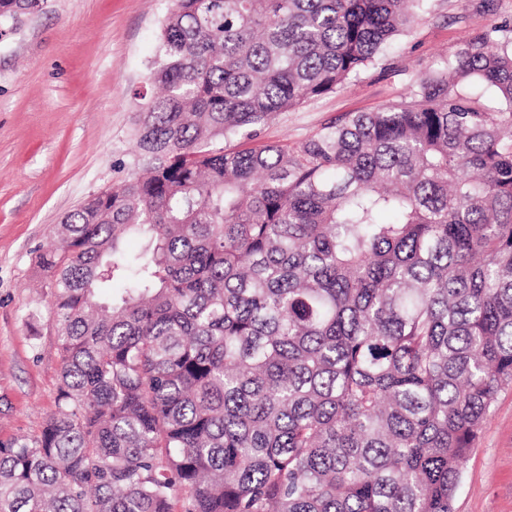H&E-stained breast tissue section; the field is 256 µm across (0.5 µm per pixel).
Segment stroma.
Masks as SVG:
<instances>
[{
  "mask_svg": "<svg viewBox=\"0 0 512 512\" xmlns=\"http://www.w3.org/2000/svg\"><path fill=\"white\" fill-rule=\"evenodd\" d=\"M430 0L378 65L279 113L266 143L299 144L348 112L401 99L463 37L512 19V0ZM172 0H46L0 37V443L40 436L61 362L38 266L63 216L136 173V113ZM454 512H512V385L498 394Z\"/></svg>",
  "mask_w": 512,
  "mask_h": 512,
  "instance_id": "35a3bbf8",
  "label": "stroma"
}]
</instances>
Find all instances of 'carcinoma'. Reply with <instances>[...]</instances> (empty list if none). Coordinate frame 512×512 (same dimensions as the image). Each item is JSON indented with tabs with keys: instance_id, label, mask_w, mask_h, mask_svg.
Here are the masks:
<instances>
[{
	"instance_id": "carcinoma-1",
	"label": "carcinoma",
	"mask_w": 512,
	"mask_h": 512,
	"mask_svg": "<svg viewBox=\"0 0 512 512\" xmlns=\"http://www.w3.org/2000/svg\"><path fill=\"white\" fill-rule=\"evenodd\" d=\"M425 2L173 0L145 176L39 256L59 410L0 444V512H453L512 383V26L397 102L256 142ZM43 4L0 0V35Z\"/></svg>"
}]
</instances>
